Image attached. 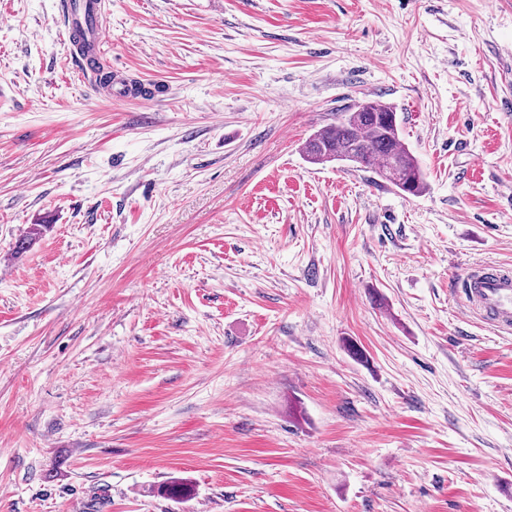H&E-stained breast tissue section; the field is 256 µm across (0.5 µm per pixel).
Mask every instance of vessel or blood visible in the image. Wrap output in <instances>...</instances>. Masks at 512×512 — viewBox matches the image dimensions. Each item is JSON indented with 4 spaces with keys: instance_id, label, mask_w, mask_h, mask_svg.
<instances>
[{
    "instance_id": "b4317fda",
    "label": "vessel or blood",
    "mask_w": 512,
    "mask_h": 512,
    "mask_svg": "<svg viewBox=\"0 0 512 512\" xmlns=\"http://www.w3.org/2000/svg\"><path fill=\"white\" fill-rule=\"evenodd\" d=\"M64 37L69 55L83 76L97 81L94 61L101 53L105 26L101 0H65ZM461 301L467 313L480 316L497 328L512 330V270L485 266L466 280Z\"/></svg>"
}]
</instances>
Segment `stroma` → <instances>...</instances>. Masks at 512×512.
<instances>
[{"label": "stroma", "mask_w": 512, "mask_h": 512, "mask_svg": "<svg viewBox=\"0 0 512 512\" xmlns=\"http://www.w3.org/2000/svg\"><path fill=\"white\" fill-rule=\"evenodd\" d=\"M61 2L0 0V512H512L455 291L512 265V0H106L134 98ZM374 99L420 196L305 156ZM101 0H66L63 4L64 37L69 55L78 65L82 77L93 83L98 82L99 74L94 69L104 42Z\"/></svg>", "instance_id": "stroma-1"}]
</instances>
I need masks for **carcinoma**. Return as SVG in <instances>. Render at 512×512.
<instances>
[{"instance_id":"obj_1","label":"carcinoma","mask_w":512,"mask_h":512,"mask_svg":"<svg viewBox=\"0 0 512 512\" xmlns=\"http://www.w3.org/2000/svg\"><path fill=\"white\" fill-rule=\"evenodd\" d=\"M304 151L313 164L350 161L412 196L426 187L418 160L402 140L396 112L380 100L359 103L310 137Z\"/></svg>"}]
</instances>
